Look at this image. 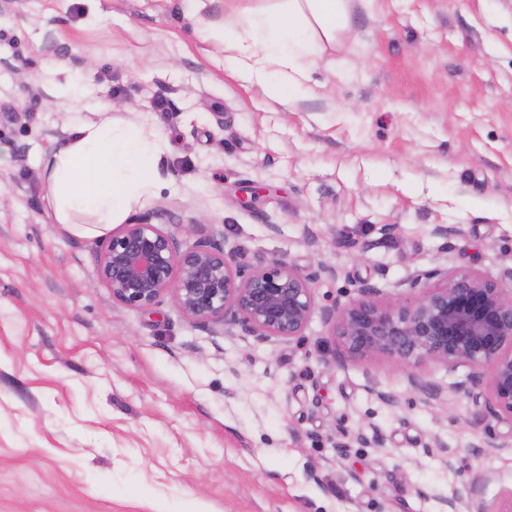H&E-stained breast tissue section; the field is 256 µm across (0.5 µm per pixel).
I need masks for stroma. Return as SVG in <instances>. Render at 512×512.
I'll list each match as a JSON object with an SVG mask.
<instances>
[{
  "mask_svg": "<svg viewBox=\"0 0 512 512\" xmlns=\"http://www.w3.org/2000/svg\"><path fill=\"white\" fill-rule=\"evenodd\" d=\"M197 19L180 0L0 9V512H440L446 496L498 512L512 447L471 455L467 367L334 365L320 310L366 282L413 298L416 270L512 284V0H350L342 49L287 106L225 68ZM101 110L161 145L130 215L164 210L183 246L213 233L247 264L337 267L301 336L258 345L168 295L113 301L104 238L55 223L43 178L54 131ZM369 429L378 443L355 444Z\"/></svg>",
  "mask_w": 512,
  "mask_h": 512,
  "instance_id": "stroma-1",
  "label": "stroma"
}]
</instances>
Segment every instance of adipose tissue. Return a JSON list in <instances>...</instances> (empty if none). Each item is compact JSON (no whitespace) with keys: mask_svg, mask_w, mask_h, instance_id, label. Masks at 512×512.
Masks as SVG:
<instances>
[{"mask_svg":"<svg viewBox=\"0 0 512 512\" xmlns=\"http://www.w3.org/2000/svg\"><path fill=\"white\" fill-rule=\"evenodd\" d=\"M348 0H235L221 26L200 23L202 40L224 44V59L281 104L307 90L320 60L346 29ZM157 143L135 128L116 130L108 113L76 115L44 169L56 223L74 235H104L157 183Z\"/></svg>","mask_w":512,"mask_h":512,"instance_id":"adipose-tissue-1","label":"adipose tissue"}]
</instances>
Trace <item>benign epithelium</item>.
<instances>
[{"label":"benign epithelium","mask_w":512,"mask_h":512,"mask_svg":"<svg viewBox=\"0 0 512 512\" xmlns=\"http://www.w3.org/2000/svg\"><path fill=\"white\" fill-rule=\"evenodd\" d=\"M165 212L137 216L112 233L97 257L98 281L112 300L148 308L172 296L194 323L215 335L241 332L257 344L302 335L316 310L315 274L275 258L243 265L213 237L183 249L178 229H165ZM409 288L418 296L394 303L373 300L364 285L360 298L322 309L338 349L333 362H367L385 356L408 367L435 361L469 368L456 384L477 407L474 426L488 417L512 423V292L470 271H414ZM411 389L425 402L442 390L412 374Z\"/></svg>","instance_id":"obj_1"}]
</instances>
